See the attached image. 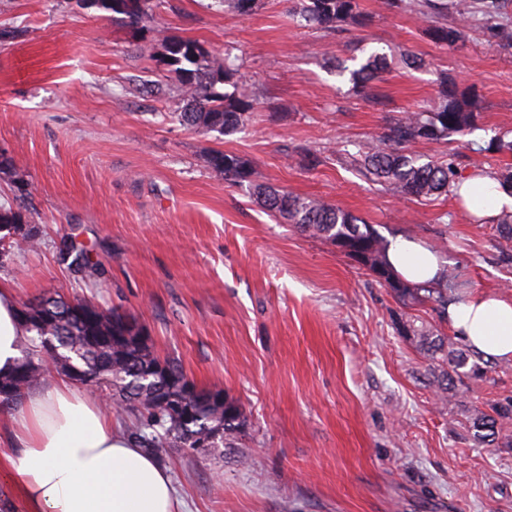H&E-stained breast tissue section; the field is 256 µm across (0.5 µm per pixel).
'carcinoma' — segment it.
<instances>
[{
	"label": "carcinoma",
	"mask_w": 512,
	"mask_h": 512,
	"mask_svg": "<svg viewBox=\"0 0 512 512\" xmlns=\"http://www.w3.org/2000/svg\"><path fill=\"white\" fill-rule=\"evenodd\" d=\"M394 13L420 15L430 22L427 33L437 44L454 47L464 44L470 30L477 27L487 40L512 48V0H383ZM154 0H124L118 11L122 20L136 28L153 21ZM306 22L331 33H342L367 21L359 0H297L293 9ZM177 46L165 62L180 82L186 108L177 113L183 124L196 130L221 135L238 130L248 120L253 100L237 80L236 59L226 53L213 54L204 43L175 36L162 38V45ZM387 57L375 50L356 69L346 67L339 75L349 74L356 88H366L380 79L387 69ZM437 103L428 110L403 112L390 124L385 135L365 143L353 144L355 151L343 146L341 152L365 180L385 189L417 198L441 195L460 198L459 186L465 175L451 156L443 160H422L408 151L418 142L449 143L480 129L483 102L470 88H461L446 77L437 84ZM479 153L512 156L509 132L493 136ZM213 170L231 184L240 185L250 176L249 162L235 154L213 152L208 159ZM265 207L294 224L302 232L322 238L351 259L366 267L373 276L387 283L398 299L409 303L431 302L448 308L442 289L430 284H413L396 277L386 262L388 242L373 225L318 199L301 198L280 190H264ZM477 224H494L499 236L512 241V211L504 209L493 218L471 216ZM14 227L16 238L11 250L21 251L40 244V232L32 217L22 208L0 207V227ZM62 260L93 280L98 275L84 248L65 247ZM31 319L20 317L24 336L21 358L14 372L0 377V409L15 406L23 395L43 383L54 368L64 375L74 372V380L100 389L112 396V413L120 419L126 437L138 448L162 460L168 449L191 448L194 442L222 430L220 445L227 446L247 422L243 409L229 400L223 407L192 406L193 414L183 419L158 403L167 393L163 378L147 370L163 364L171 375L192 383L182 368L169 360H160L152 344L118 338L121 327L132 318L115 309H105L91 300H69L57 293L42 295L26 303ZM426 350L430 361L442 367L437 392L442 400L460 394L465 381L484 375V357L458 349L448 336H433L410 324L401 328ZM50 337L57 349L52 357L45 348ZM512 422V398H506L487 414L475 410L471 430L474 441L489 445L505 425Z\"/></svg>",
	"instance_id": "carcinoma-1"
}]
</instances>
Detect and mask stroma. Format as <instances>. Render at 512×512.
Instances as JSON below:
<instances>
[{
	"label": "stroma",
	"mask_w": 512,
	"mask_h": 512,
	"mask_svg": "<svg viewBox=\"0 0 512 512\" xmlns=\"http://www.w3.org/2000/svg\"><path fill=\"white\" fill-rule=\"evenodd\" d=\"M360 4L367 25L333 35L300 25L290 0H260L248 16L224 0H157L154 32L88 0H0V156L24 180L0 179V206L26 209L42 238L11 252L0 284L20 302L52 292L134 316L160 358L244 409L233 447L166 457L185 512H512V445L482 447L467 431L472 410L512 397V362L440 402L438 366L399 325L448 336V320L429 302L404 306L255 195L319 198L386 241L427 244L456 274L449 303L512 298V243L495 225L450 196L387 193L339 153L434 106L445 74L481 95V138L512 130V49L476 29L449 49L418 16ZM161 29L236 57L254 103L243 128L224 136L175 118L184 102L157 60ZM367 50L390 66L358 93L331 64L357 67ZM407 54L422 67L405 68ZM217 150L248 159L249 181L226 184L206 162ZM413 150L454 153L466 173L506 162L463 141ZM67 240L89 248L99 287L63 263Z\"/></svg>",
	"instance_id": "1"
}]
</instances>
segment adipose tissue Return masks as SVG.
I'll return each mask as SVG.
<instances>
[{
    "label": "adipose tissue",
    "instance_id": "ef3b65f1",
    "mask_svg": "<svg viewBox=\"0 0 512 512\" xmlns=\"http://www.w3.org/2000/svg\"><path fill=\"white\" fill-rule=\"evenodd\" d=\"M459 192L482 217L512 208V194L482 171L471 172ZM386 257L413 283L442 275L433 250L411 238L390 242ZM448 321L484 358L512 360V298L469 296L449 308ZM22 335L14 293L0 286V375L19 358ZM12 423L15 445L0 448V478L24 512H180L169 473L128 439L113 435L111 413L67 378L25 393Z\"/></svg>",
    "mask_w": 512,
    "mask_h": 512
}]
</instances>
